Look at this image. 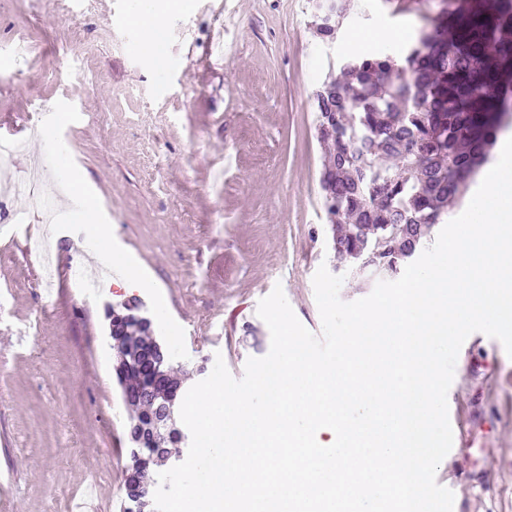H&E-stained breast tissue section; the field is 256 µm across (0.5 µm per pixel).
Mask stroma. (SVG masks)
<instances>
[{"mask_svg":"<svg viewBox=\"0 0 512 512\" xmlns=\"http://www.w3.org/2000/svg\"><path fill=\"white\" fill-rule=\"evenodd\" d=\"M442 6L416 0L399 16L388 0H347L324 43L309 0H182L151 67L130 21L136 0H0V125L54 113L0 172L19 180L53 151L63 161L50 182L79 186L56 199V223L18 197L22 220L0 223V512H69L86 498L120 512L128 413L107 306L136 300L186 390L201 361L223 358L238 379L268 353L257 306L275 285L321 334L312 280L337 260L313 94L350 59L355 34L406 19L418 30ZM92 222L140 287L73 280L60 298L11 246L21 231L46 234L60 263L96 267ZM447 400L453 446L436 479L453 512H512V357L499 340L466 339Z\"/></svg>","mask_w":512,"mask_h":512,"instance_id":"stroma-1","label":"stroma"}]
</instances>
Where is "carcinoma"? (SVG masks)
Masks as SVG:
<instances>
[{
  "mask_svg": "<svg viewBox=\"0 0 512 512\" xmlns=\"http://www.w3.org/2000/svg\"><path fill=\"white\" fill-rule=\"evenodd\" d=\"M312 0L317 35L336 38V17ZM318 138L331 143L322 163L326 223L336 256L356 265L371 258L397 277L431 238L512 126V0H446L402 63L387 54L350 59L341 76L314 94ZM118 328L116 377L131 422L143 421L138 394L149 376L138 350L155 343L151 321L112 311ZM155 384L156 398L174 405L180 382ZM173 439L157 433L153 463L170 455Z\"/></svg>",
  "mask_w": 512,
  "mask_h": 512,
  "instance_id": "obj_1",
  "label": "carcinoma"
}]
</instances>
